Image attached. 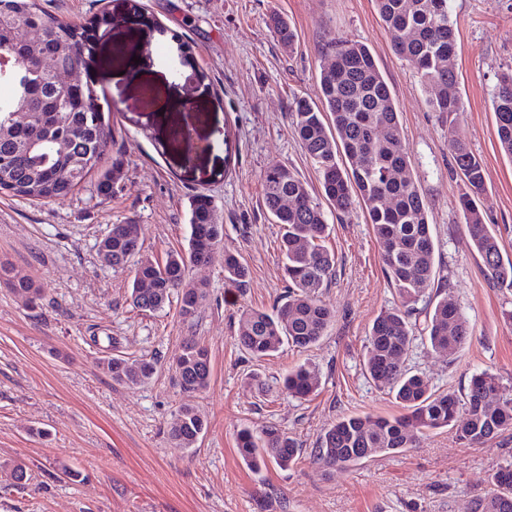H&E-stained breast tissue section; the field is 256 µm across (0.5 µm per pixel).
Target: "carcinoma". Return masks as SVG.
<instances>
[{
    "mask_svg": "<svg viewBox=\"0 0 512 512\" xmlns=\"http://www.w3.org/2000/svg\"><path fill=\"white\" fill-rule=\"evenodd\" d=\"M375 6L394 35L395 53L416 65L429 90L430 111L448 116V149L465 186L461 207L473 246L493 286L512 290V262L503 263L497 239L478 206L485 189L483 164L453 135L464 103L452 63L456 33L448 0H375ZM110 23L107 10L81 23L49 13L40 0H0V48L10 56L6 71H0L1 191L46 204L80 189L102 167L114 135L95 85H63L59 77L82 69L86 57L94 53V45L83 38L85 30ZM271 26L282 46L294 45L295 32L287 19L275 13ZM28 31L37 37L34 50L20 39ZM325 55L333 61L321 70L319 103L299 99L291 112L294 135L318 173L320 195L284 165L264 171V206L284 229L280 250L288 290L270 313L254 308L241 312L237 344L261 359L285 344L308 350L327 335L335 315L320 296L335 276L336 260L325 246L329 224L322 203L340 214L359 201L398 301L373 321L364 367L404 413L394 418L339 417L322 429L310 456L326 471L346 468L370 458L404 454L425 432L448 427L463 447H480L512 431V385L480 371L472 375L463 396L437 394L406 368L405 357L416 339L451 355L470 338V326L448 301L445 285L436 282L428 206L418 188L399 112L375 58L365 45L348 41L330 42ZM492 103L500 147L512 159V68L499 75ZM120 174L121 163L115 159L95 183L97 195L112 196ZM188 224L187 248L168 252L162 261L143 253L138 224H113L105 233L110 268L133 274L131 299L140 310H160L175 294L180 318L192 322L197 316L207 288L189 280L188 270L211 259L222 243L224 224L214 201L202 192L189 204ZM245 277L239 257L225 253L224 280L240 286ZM0 283L31 304L41 299L36 281L14 274L11 264L3 261ZM425 296L429 310L419 325L415 305ZM110 340L112 356L99 361V367L113 383L131 388L153 376V360L125 353L115 336ZM173 366L176 383L187 396L209 385V353L200 342L183 341ZM281 385L288 395L304 399L318 390L320 377L315 368L303 364L288 371ZM204 429L201 413L186 401L169 433L179 447L193 448ZM237 448L245 465L255 471L270 463L286 470L303 455L300 442L274 426L258 432L240 430ZM1 476L20 483L26 480V466L1 462ZM475 512H512V456L489 476L486 489L476 498Z\"/></svg>",
    "mask_w": 512,
    "mask_h": 512,
    "instance_id": "obj_1",
    "label": "carcinoma"
}]
</instances>
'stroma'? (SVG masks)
I'll list each match as a JSON object with an SVG mask.
<instances>
[{
    "label": "stroma",
    "mask_w": 512,
    "mask_h": 512,
    "mask_svg": "<svg viewBox=\"0 0 512 512\" xmlns=\"http://www.w3.org/2000/svg\"><path fill=\"white\" fill-rule=\"evenodd\" d=\"M457 31L455 73L465 110L456 124L430 111L410 61L393 50L374 0H112L116 22L98 30L84 69L109 106L113 151L123 158L111 198L93 183L67 198L34 205L0 191V259L43 290L26 305L0 285V461L20 458L28 479L0 477V512H474L497 464L512 455V433L479 448L462 447L452 429L426 432L417 448L325 473L310 457L288 470L245 467L236 448L244 428L274 425L313 448L321 429L342 415L395 416L401 409L363 367L366 335L396 301L362 205L329 216L328 248L336 276L322 300L336 322L317 346L283 347L257 361L235 342L244 308L272 309L286 282L281 225L263 203L262 174L288 166L311 189L318 174L292 132L294 96L317 94L323 45H366L385 75L400 114L418 186L429 206L439 279L467 318L471 338L454 355L415 342L406 365L436 392L464 394L486 370L512 383V290L492 287L474 249L459 200L464 185L448 149L456 136L481 159V209L503 259L512 260V160L496 135L491 92L512 66V0H449ZM295 29L281 47L266 24L270 11ZM126 42L144 65L123 81L114 73V42ZM192 53L197 67L180 65ZM152 86L156 111H143ZM195 132L184 141V126ZM210 195L224 222L212 259L192 267L208 297L193 324L177 303L144 312L130 299V275L102 266L96 242L107 227L140 225L146 253L162 258L185 247L189 198ZM247 269L244 286L224 279V255ZM128 353L148 355L146 383L116 385L97 366L111 355L109 337ZM207 347L208 387L192 401L207 427L195 447L169 437L184 400L172 356L186 337ZM315 366L320 386L297 400L275 391L289 370ZM270 385L259 395L248 384ZM80 471L58 472L59 462Z\"/></svg>",
    "instance_id": "stroma-1"
}]
</instances>
